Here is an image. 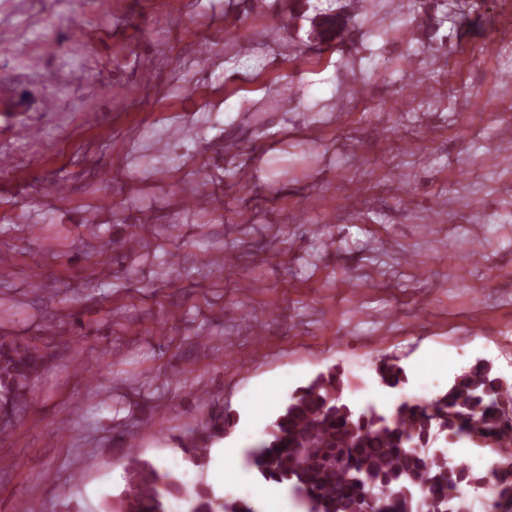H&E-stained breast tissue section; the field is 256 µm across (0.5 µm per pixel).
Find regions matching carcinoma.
I'll list each match as a JSON object with an SVG mask.
<instances>
[{"label": "carcinoma", "mask_w": 512, "mask_h": 512, "mask_svg": "<svg viewBox=\"0 0 512 512\" xmlns=\"http://www.w3.org/2000/svg\"><path fill=\"white\" fill-rule=\"evenodd\" d=\"M347 20L326 16L319 36L332 40ZM42 356L10 336H0V408L12 414L29 391ZM381 385L398 390L409 383L399 359L377 367ZM432 402L404 397L390 408L360 406L345 392L336 368L318 373L295 389L272 422L270 439L246 451L248 464L265 481L284 484L303 512H461L463 489L484 488L498 512H512V383L487 361L456 376ZM229 412L204 430H192L184 449L196 461L208 457L212 440L235 427ZM456 443L474 436L496 449L490 472L448 460L443 449L426 451L438 435ZM184 497L188 512H255L241 498H219L208 488L185 491L178 477L151 461L131 456L125 487L107 512H168V497Z\"/></svg>", "instance_id": "cac0c4a2"}]
</instances>
